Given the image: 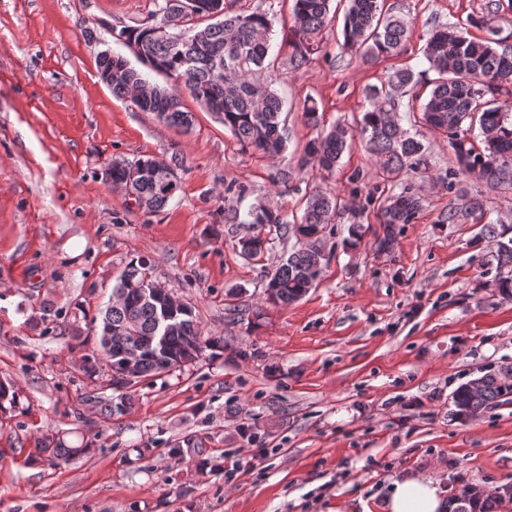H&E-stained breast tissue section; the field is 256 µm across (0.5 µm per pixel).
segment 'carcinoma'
I'll return each instance as SVG.
<instances>
[{"label": "carcinoma", "instance_id": "cac0c4a2", "mask_svg": "<svg viewBox=\"0 0 512 512\" xmlns=\"http://www.w3.org/2000/svg\"><path fill=\"white\" fill-rule=\"evenodd\" d=\"M292 51L287 63L292 69L306 65L321 48L320 35L331 21L332 0H292ZM500 0H487L484 11L472 15L471 26L485 28L496 35L494 21ZM180 17L182 26L175 40L163 41L152 35L159 19ZM272 19L269 13L237 8V0H160L157 10L147 19L124 26L117 34L123 44L137 49L136 58L151 71L174 80L161 86L131 65L121 54L110 57L97 54L98 68L112 67V95L126 99L129 91L141 96L133 104L143 112H153L164 123L185 132L194 125L193 113L184 106L189 96L201 107L215 112L239 144L268 156H279L287 147L288 135L281 127L282 97L275 85L280 73L276 59L270 56ZM408 24L387 0H348L343 18V46L354 49L366 64H374L401 52L407 41ZM497 39L470 40L455 25L435 26L423 48V56L437 77L424 82L411 68L397 69L380 84L366 88L367 106L358 122V134L380 170L389 179H397L406 170L427 165L424 146L401 125L400 112L414 111L413 101L424 99L421 123L448 133L457 171L474 175L492 187L512 185V103L500 101L497 94L505 83L512 84V49L495 48ZM303 117L307 125L319 130L305 148L298 172L310 162L324 171L336 168L353 140V133L340 123L324 127L316 102L306 105ZM479 130L484 149L476 151L468 137ZM140 164L149 176L130 181L132 164ZM179 162L156 156L134 161H112V189L121 188L144 202V210L157 212L173 200L176 193L165 194L160 186L168 178H178ZM340 198L320 191L306 199L300 219L288 224L282 215L265 205L250 206L245 217L234 211L233 221L252 228L242 240V254L253 258L262 253L266 229L287 235L298 230L307 239L297 241L288 257L269 276L265 286L273 288L274 305L286 306L300 300L314 285L329 254L325 252L324 230L331 223ZM420 208V201L407 188L388 197L382 207L386 236L382 245L393 243L392 225L406 224ZM480 209L477 201L448 213V223L464 224ZM484 234L496 242L495 285L512 297V225L485 224ZM153 266L144 258L130 260L113 287L118 291L124 281L145 284ZM162 321L157 301L141 299L133 303L114 301L102 312L101 328L117 329L127 323L137 327V343L142 349L141 377H160L198 359L208 349L224 347V337L206 336L193 310L178 316L167 332L166 348H152ZM97 349L81 357L80 370L87 376L96 373L99 356L116 367L127 348L126 340L112 337L110 343L96 342ZM481 388L474 391L462 384L452 393L455 414L474 418L500 404L512 403V380L489 370L479 377ZM117 400L101 404L105 421L123 414L131 395L115 388ZM39 454L51 465L68 461L87 452L83 444L72 446L59 433L38 439ZM506 501L504 487L484 490L463 483L448 502V512H496Z\"/></svg>", "mask_w": 512, "mask_h": 512}]
</instances>
